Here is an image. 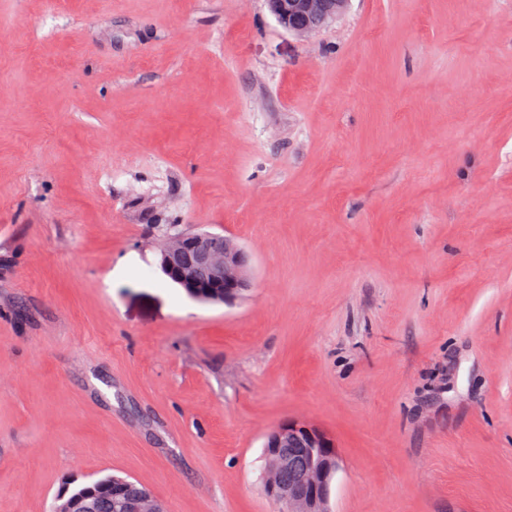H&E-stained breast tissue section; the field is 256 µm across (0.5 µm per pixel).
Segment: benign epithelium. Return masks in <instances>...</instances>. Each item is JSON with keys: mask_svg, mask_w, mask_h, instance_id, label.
I'll use <instances>...</instances> for the list:
<instances>
[{"mask_svg": "<svg viewBox=\"0 0 512 512\" xmlns=\"http://www.w3.org/2000/svg\"><path fill=\"white\" fill-rule=\"evenodd\" d=\"M349 0H266L270 14L297 37H306L339 17ZM170 244L160 252L158 269L173 284L195 300H222L233 305L251 290V269L244 250L229 235L210 232L167 234ZM288 443L302 451L294 463L296 476L283 482L265 479L267 496L281 512H328L331 482L340 468L336 444L325 431L300 420H288L267 434L263 457L278 454ZM53 499L49 512H165L146 494L135 499L111 500L105 504L88 495Z\"/></svg>", "mask_w": 512, "mask_h": 512, "instance_id": "obj_1", "label": "benign epithelium"}]
</instances>
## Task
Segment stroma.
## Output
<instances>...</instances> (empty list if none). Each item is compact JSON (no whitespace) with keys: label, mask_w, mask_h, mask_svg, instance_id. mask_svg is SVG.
<instances>
[{"label":"stroma","mask_w":512,"mask_h":512,"mask_svg":"<svg viewBox=\"0 0 512 512\" xmlns=\"http://www.w3.org/2000/svg\"><path fill=\"white\" fill-rule=\"evenodd\" d=\"M169 224L249 295L167 280ZM288 419L331 512H512V0H0V512H277ZM349 0H266L270 14L297 37H306L339 17ZM158 269L195 300L233 305L251 290V269L244 250L229 235L210 232L167 233ZM302 457L294 463L296 476L283 482L279 478H265L267 496L281 506V512H328L331 482L340 468L336 444L325 431L300 420H288L267 434L263 444V457L278 454L288 458ZM64 493L53 499L49 512H98L108 508L112 512H165V510L146 494L135 499L111 500L106 504L93 499L90 495L75 497L62 502Z\"/></svg>","instance_id":"1"}]
</instances>
